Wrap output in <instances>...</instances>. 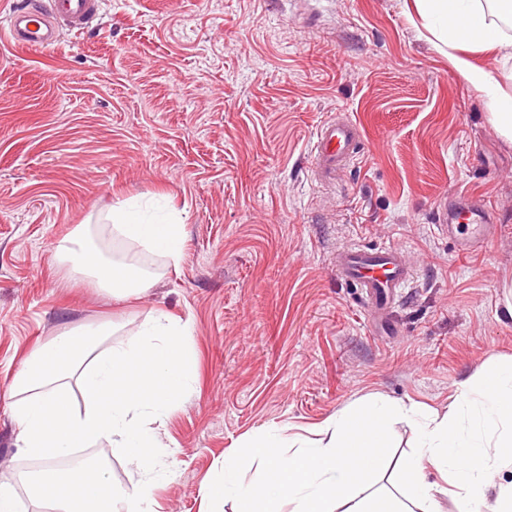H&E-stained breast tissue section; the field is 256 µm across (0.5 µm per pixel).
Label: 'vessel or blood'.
<instances>
[{"mask_svg":"<svg viewBox=\"0 0 512 512\" xmlns=\"http://www.w3.org/2000/svg\"><path fill=\"white\" fill-rule=\"evenodd\" d=\"M99 15L98 0H23L9 16L7 34L18 47L51 49L65 34L80 32ZM361 143L359 127L349 119H332L317 132L312 172L329 179L336 169L351 160ZM436 228L454 238L458 254L481 250L495 235L497 219L486 202L463 195L441 203ZM336 270L345 281L361 288L375 311L393 302L410 279L398 249L349 248L336 259Z\"/></svg>","mask_w":512,"mask_h":512,"instance_id":"obj_1","label":"vessel or blood"}]
</instances>
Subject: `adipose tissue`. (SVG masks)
Instances as JSON below:
<instances>
[{
    "label": "adipose tissue",
    "instance_id": "ef3b65f1",
    "mask_svg": "<svg viewBox=\"0 0 512 512\" xmlns=\"http://www.w3.org/2000/svg\"><path fill=\"white\" fill-rule=\"evenodd\" d=\"M438 38L455 50V65L489 105L488 121L512 141V94L470 59L477 51L512 49V0H415ZM118 235L178 260L186 231L180 223H150L121 205L112 211ZM75 273L91 277L116 300L151 286L136 267L102 261L92 250L64 248ZM119 326L107 321L79 325L36 344L25 355L10 387L17 446L39 461L37 471L0 477V512H18L17 488L48 512H156L153 498L158 436L195 380L189 323L164 314L148 317L130 342L111 344ZM413 409L376 396L363 398L330 418L324 437L291 447L284 428L261 432L240 452L225 456L221 475L204 495L230 500L234 512H441L433 468L462 505L481 500L492 472L512 467V363L498 365L461 385L446 414L415 419L416 446L401 466L393 489L369 491L386 463L389 426ZM108 441L142 479L121 487L101 463L62 469L58 460L77 449Z\"/></svg>",
    "mask_w": 512,
    "mask_h": 512
}]
</instances>
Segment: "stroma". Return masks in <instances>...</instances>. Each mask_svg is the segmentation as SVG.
I'll use <instances>...</instances> for the list:
<instances>
[{"instance_id": "stroma-1", "label": "stroma", "mask_w": 512, "mask_h": 512, "mask_svg": "<svg viewBox=\"0 0 512 512\" xmlns=\"http://www.w3.org/2000/svg\"><path fill=\"white\" fill-rule=\"evenodd\" d=\"M412 0H99L51 50L0 41V473L16 445L8 386L36 343L77 324L162 310L188 321L193 389L159 440L158 512H232L205 499L224 457L271 427L320 439L368 394L446 412L460 384L512 360V142ZM346 114L356 156L311 173L320 126ZM468 194L500 226L459 256L435 227ZM186 226L179 264L129 243L157 282L113 301L54 257L80 224L102 258L125 200ZM401 250L413 275L389 319L336 274L338 250ZM388 487L413 451L390 428Z\"/></svg>"}]
</instances>
